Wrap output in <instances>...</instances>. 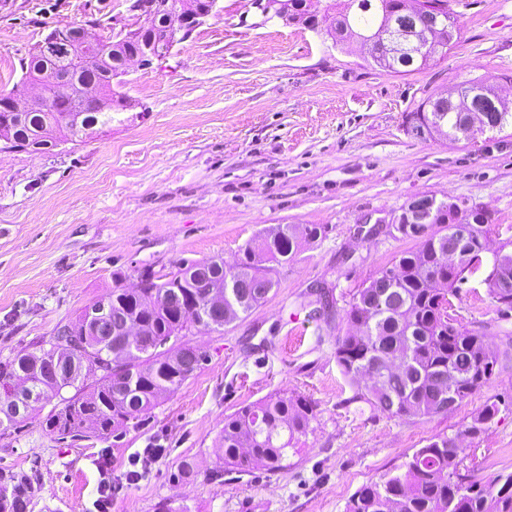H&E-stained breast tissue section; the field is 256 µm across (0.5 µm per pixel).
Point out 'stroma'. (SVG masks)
Returning a JSON list of instances; mask_svg holds the SVG:
<instances>
[{"label":"stroma","mask_w":512,"mask_h":512,"mask_svg":"<svg viewBox=\"0 0 512 512\" xmlns=\"http://www.w3.org/2000/svg\"><path fill=\"white\" fill-rule=\"evenodd\" d=\"M129 0H0V92L19 60L57 25L102 39L134 24ZM459 29L446 59L409 75L382 71L358 42L252 16V0L217 10L152 68L131 67L110 133L47 151L0 150V360L34 350L53 329L144 269L223 257L260 231L318 224L322 234L279 266L262 306L223 332L188 336L207 359L121 438L56 441L40 419L0 438V469L34 475L33 512H345L363 485L394 474L437 436H452L488 401L496 418L466 438L459 470L473 481L512 473V317L499 318L486 279L512 241V128L449 142L406 116L470 79L512 102V0H448ZM428 194L488 211L479 272L451 314L486 329L499 353L491 382L430 419L390 418L355 401L336 340L356 289L413 243L387 228ZM312 399L316 418L285 466L214 477L226 415L275 393ZM162 457L129 482L134 456ZM111 466L100 472L98 460ZM191 475L178 474L182 460Z\"/></svg>","instance_id":"35a3bbf8"}]
</instances>
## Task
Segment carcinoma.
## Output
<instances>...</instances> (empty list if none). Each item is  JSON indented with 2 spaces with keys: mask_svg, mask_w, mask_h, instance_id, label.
<instances>
[{
  "mask_svg": "<svg viewBox=\"0 0 512 512\" xmlns=\"http://www.w3.org/2000/svg\"><path fill=\"white\" fill-rule=\"evenodd\" d=\"M152 18L131 31L98 42L112 53V64L100 67L95 54H76L66 64L44 58L40 47L21 63L22 76L0 102L19 96L42 73L55 71L75 87L88 72L97 74L109 103L121 106L125 96L112 88L123 74L122 59L141 55L144 65L171 55L192 29L173 30L162 20L186 11L188 0H155ZM304 0H288V20L336 42L355 39L367 48L373 63L387 73L408 74L448 56L457 36L447 0H412L428 15L431 26L411 30L395 13L394 0H346L343 10L327 5L322 16L307 13ZM390 38L393 51L373 47ZM479 104L495 114L501 131L512 126V109L494 99L493 86L469 80L456 96L428 97L413 112V128L430 137L459 141L468 131ZM10 122L14 139L6 150H34L78 137L83 129L112 126V113L91 111L79 94L52 98L45 112H0ZM448 212L425 228L391 225L388 233L417 242L392 266L379 271L357 289L346 311L353 331L338 338L336 362L357 387L355 399L390 418H432L469 401L494 375L499 355L483 331L466 329L448 313V296L458 290L464 274L476 270L490 232L488 213L472 208L463 224H448ZM313 224H280L247 241L231 264L222 258L184 261L171 275H140V287L112 289L106 306L115 322L110 336L92 333L89 309L53 331L36 350L0 360V382L13 384L14 400L0 403V436L25 427L49 403L45 431L73 440H107L126 433L129 423L154 410L173 395L206 360L200 346L182 341L197 331L221 332L240 315L264 303L273 288L276 266L292 259L302 242L314 239ZM488 293L512 310V251H499L487 280ZM224 295V322L212 324L207 307L212 293ZM56 362L54 380L41 374L42 365ZM94 379H89V376ZM499 403L488 401L471 423L454 436L430 439L413 453L404 470L360 487L346 512H512V473L486 483L459 473L461 438L474 436L490 424ZM315 405L300 394H275L224 417L220 435L221 467L243 469L252 464L280 467L288 450L308 434ZM40 486L25 472L0 471V512H31Z\"/></svg>",
  "mask_w": 512,
  "mask_h": 512,
  "instance_id": "1",
  "label": "carcinoma"
}]
</instances>
